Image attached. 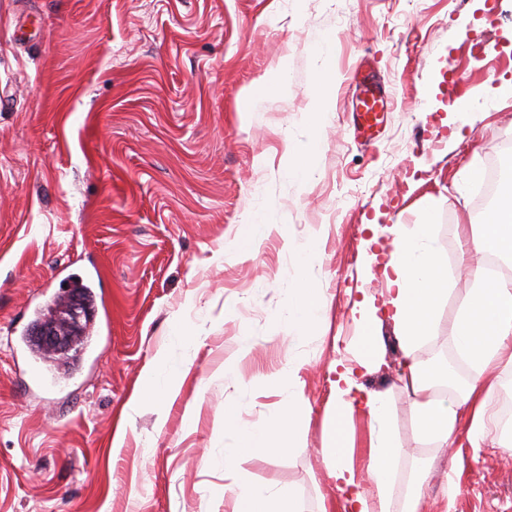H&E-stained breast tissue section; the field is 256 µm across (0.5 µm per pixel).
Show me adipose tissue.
Wrapping results in <instances>:
<instances>
[{"mask_svg":"<svg viewBox=\"0 0 512 512\" xmlns=\"http://www.w3.org/2000/svg\"><path fill=\"white\" fill-rule=\"evenodd\" d=\"M435 212L426 208L420 224L397 230L393 249L384 266L389 295L387 315L403 349L402 378L413 395L420 437L441 448L458 434L472 445L484 441L496 421L490 398L495 372L512 367V281L493 279L476 270L472 286L449 327L455 350L471 376L452 393L439 392L448 371L426 367L415 355L417 344L432 335L437 305L448 293V266L433 240ZM470 247L486 255L512 254V194L502 197L479 230L473 231ZM326 299L319 289L305 284L288 296V326L305 331L324 317ZM360 367L370 368L378 357L376 330L381 318L372 301L358 303ZM353 370L343 367L333 383L335 422L322 450L337 496L323 504L321 512H389L401 448L389 422L385 395H355ZM369 421V448L364 469H357L345 427L356 415ZM298 407H289L257 426L242 425L232 407L224 409V431L234 436V447L224 451L225 470L235 469L253 456H277L299 450L295 433ZM232 512H302L290 491L274 490L244 482L231 489Z\"/></svg>","mask_w":512,"mask_h":512,"instance_id":"adipose-tissue-1","label":"adipose tissue"}]
</instances>
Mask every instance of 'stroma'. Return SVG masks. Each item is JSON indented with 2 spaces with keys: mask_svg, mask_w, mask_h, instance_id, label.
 <instances>
[{
  "mask_svg": "<svg viewBox=\"0 0 512 512\" xmlns=\"http://www.w3.org/2000/svg\"><path fill=\"white\" fill-rule=\"evenodd\" d=\"M364 59L394 93L369 146L345 133ZM504 77L512 0H0V512H224L241 475L320 512L339 361L389 401L397 485L428 466L424 512H512L499 430L477 448L421 442L392 323L368 373L353 315L387 298L391 227L433 207L455 286L417 355L455 363L448 327L478 263L462 233L485 218L461 172L512 141V97L491 93ZM310 142L301 181L289 151ZM258 218L272 231L247 241ZM304 280L329 305L295 335L288 291ZM75 281L93 295L91 335L67 373L17 336ZM153 367L179 377L175 397L150 395ZM295 390L303 451L225 473V406L261 423Z\"/></svg>",
  "mask_w": 512,
  "mask_h": 512,
  "instance_id": "35a3bbf8",
  "label": "stroma"
}]
</instances>
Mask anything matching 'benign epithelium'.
<instances>
[{"mask_svg": "<svg viewBox=\"0 0 512 512\" xmlns=\"http://www.w3.org/2000/svg\"><path fill=\"white\" fill-rule=\"evenodd\" d=\"M86 315L79 292L71 291L58 300L51 318L32 324L29 335L33 345L48 355H68L74 348L76 335L83 330Z\"/></svg>", "mask_w": 512, "mask_h": 512, "instance_id": "1", "label": "benign epithelium"}]
</instances>
